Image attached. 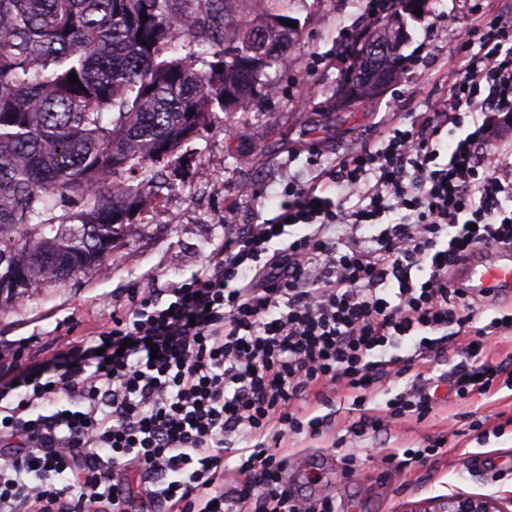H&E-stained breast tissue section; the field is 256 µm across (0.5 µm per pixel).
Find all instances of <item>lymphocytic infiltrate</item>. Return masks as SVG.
Listing matches in <instances>:
<instances>
[{
	"label": "lymphocytic infiltrate",
	"instance_id": "obj_1",
	"mask_svg": "<svg viewBox=\"0 0 512 512\" xmlns=\"http://www.w3.org/2000/svg\"><path fill=\"white\" fill-rule=\"evenodd\" d=\"M462 46L473 54L440 108L342 157L337 197L290 185L277 215L225 238L163 298L132 296L94 344L66 347L43 368L0 355V441L16 449L0 465V512H339L335 497L288 487L282 441L327 425L305 418L302 403L361 407L375 385L407 377L354 435L425 421L423 367L451 327L476 360L458 374L457 397L497 388L507 368L481 361L480 340L511 333L512 314L475 326L455 273L481 247H512V213L501 207L512 160L491 144L487 120L512 119V16ZM449 126L466 133L441 165L435 143ZM395 211L401 222L371 244L359 239ZM291 224L305 234L288 239ZM407 337L409 355H388ZM239 433L260 441L231 466L224 451Z\"/></svg>",
	"mask_w": 512,
	"mask_h": 512
}]
</instances>
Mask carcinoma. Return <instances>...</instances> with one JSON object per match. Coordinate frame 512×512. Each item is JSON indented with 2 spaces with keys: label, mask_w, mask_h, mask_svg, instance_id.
Segmentation results:
<instances>
[{
  "label": "carcinoma",
  "mask_w": 512,
  "mask_h": 512,
  "mask_svg": "<svg viewBox=\"0 0 512 512\" xmlns=\"http://www.w3.org/2000/svg\"><path fill=\"white\" fill-rule=\"evenodd\" d=\"M240 2L0 0V305L97 266L215 113L274 94L299 30Z\"/></svg>",
  "instance_id": "obj_1"
}]
</instances>
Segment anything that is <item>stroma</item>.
Here are the masks:
<instances>
[{
	"mask_svg": "<svg viewBox=\"0 0 512 512\" xmlns=\"http://www.w3.org/2000/svg\"><path fill=\"white\" fill-rule=\"evenodd\" d=\"M287 8L299 21V38L289 66L265 74L276 95L245 112L217 113L185 146V165L161 179L162 208L136 212L138 235L115 241L106 257L110 276L87 270L0 307V353L35 365L65 343L89 340L113 307L127 305L130 290L147 295L190 278L225 237L277 214L289 184L313 182L336 196L328 174L339 159L380 140L409 113L441 103L467 62L455 45L473 26L511 14L512 0H428L425 14L407 22L406 71L356 112L337 108L335 92L348 66L344 45L378 23L366 0H289ZM245 185L254 196L241 195ZM465 342L448 337L425 365L434 380V408L423 422L354 441L350 428L361 413L351 400L314 403L313 415L333 426L284 440L292 455L289 487L334 496L342 512H405L456 494L512 498V387L500 386L489 397H456L452 377L471 362ZM476 419L483 430H471ZM425 437L444 440L446 454L408 465L399 476L379 466L380 457L402 456ZM351 452L360 459L355 477L342 465Z\"/></svg>",
	"mask_w": 512,
	"mask_h": 512,
	"instance_id": "35a3bbf8",
	"label": "stroma"
}]
</instances>
